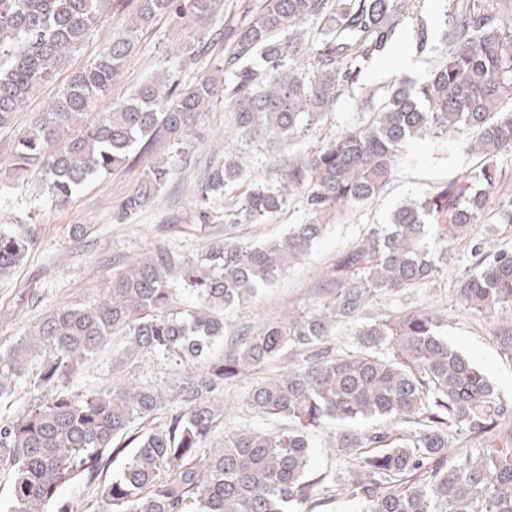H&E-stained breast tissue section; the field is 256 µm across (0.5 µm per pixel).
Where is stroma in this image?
Listing matches in <instances>:
<instances>
[{"mask_svg":"<svg viewBox=\"0 0 512 512\" xmlns=\"http://www.w3.org/2000/svg\"><path fill=\"white\" fill-rule=\"evenodd\" d=\"M447 5L448 0H423L420 15L434 36L426 52L416 53L413 31L404 27L395 52L362 74L360 89L338 98L295 142L285 145L263 138L247 143L237 141L233 136L230 106L220 101L198 117L195 133L185 145L177 148L159 143L138 164L90 182L66 203L48 202L31 177L0 193V224L23 225L34 239L13 275L0 280V348L10 347L48 310L92 301L99 289L111 281L113 270L121 268L125 260L140 257L159 246L190 257L202 249L208 237L223 234L225 223L233 219V206L244 197L253 181L277 182L285 164L312 152L341 128L365 124L370 117L365 109L366 99L381 103L394 80L419 78L443 57L439 37ZM122 18L120 8L105 9L96 28L75 54L74 67H83L96 57L109 37L120 30ZM178 33L177 22L164 19L144 35L109 92V99L121 97L144 77L164 67ZM228 147L243 156L246 174L225 193L223 201L216 203L219 222L200 225L190 216L193 185L203 174L206 161L212 157L223 158ZM169 157L174 158L176 167L158 198L135 220L117 223L113 214L120 200L137 188L153 162ZM479 163L477 155L463 152L449 139L408 143L391 180L376 198L343 209L311 251L272 288L253 303L225 311V338L236 336L244 327L257 328L285 318L289 311L315 307L320 302L315 291L318 278L337 254L361 238L371 225L389 223L393 211L405 199L431 193ZM304 219L302 204L294 196L277 215L259 224L237 225L234 233L237 241L256 244L284 236L289 225ZM75 224L85 225L86 234L73 235L71 227ZM499 252H512V224L496 223L490 214L484 223L454 240L447 273L406 295L381 297L375 310L392 314L425 306L439 309L447 322L445 331L449 342L474 361L496 386L501 399L510 404L512 367L501 357L492 318L465 310L455 295L458 276L473 268L481 257ZM182 376V367L157 354L140 355L125 372H115L112 349L107 346L71 378L69 387L80 393L124 383L171 384Z\"/></svg>","mask_w":512,"mask_h":512,"instance_id":"stroma-1","label":"stroma"}]
</instances>
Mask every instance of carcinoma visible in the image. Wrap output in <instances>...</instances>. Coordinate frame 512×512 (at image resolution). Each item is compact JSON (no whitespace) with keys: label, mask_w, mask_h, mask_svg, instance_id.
<instances>
[{"label":"carcinoma","mask_w":512,"mask_h":512,"mask_svg":"<svg viewBox=\"0 0 512 512\" xmlns=\"http://www.w3.org/2000/svg\"><path fill=\"white\" fill-rule=\"evenodd\" d=\"M112 0H0V130L69 65ZM129 10L120 30L89 64L71 72L46 110L15 134L0 171L32 174L43 194L63 203L89 178L136 162L160 139L188 141L201 113L231 100L234 137L292 139L318 121L360 74L394 45L417 0H264L233 32L215 74L191 83L161 69L120 101L99 109L144 31L163 17L185 33L180 61L202 56L201 30L224 35V0H117ZM316 23L308 46L305 26ZM444 59L418 80L387 89L364 126L342 129L282 168L276 184L251 183L237 220L260 223L299 195L307 211L280 238L244 246L214 236L191 258L160 247L112 274L95 300L47 311L0 351V401L23 381L38 392L19 412L0 414V512H324L340 496L354 512H512V405L441 335L427 308L372 322L363 312L386 293H402L448 270V241L481 223L496 202L512 223V195L493 196L497 155L512 152V0H457L444 14ZM459 133L482 162L414 202L397 207L336 256L333 288L315 308L270 322L224 343V310L272 287L324 235L332 214L376 197L412 140ZM167 163L125 196L126 223L152 203ZM243 176L242 157L224 151L198 184L193 217L213 207ZM33 239L0 227V278L20 265ZM185 293L194 308H176ZM464 308H512V253L479 261L457 281ZM356 324L357 350L325 347L336 325ZM512 360V320L494 322ZM112 366L142 352L192 368L177 386L75 393L67 381L115 337ZM290 350L310 355L252 386L246 404L277 431L226 430L224 384ZM389 418L393 427L353 425ZM331 427L339 473L310 469V433ZM462 433L477 448L454 447ZM93 490L87 504L72 494Z\"/></svg>","instance_id":"carcinoma-1"}]
</instances>
